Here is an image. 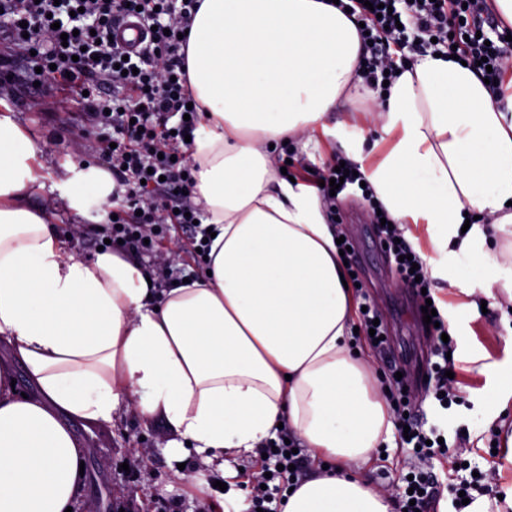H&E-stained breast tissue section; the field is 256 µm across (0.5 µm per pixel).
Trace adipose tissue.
Segmentation results:
<instances>
[{
    "label": "adipose tissue",
    "instance_id": "adipose-tissue-1",
    "mask_svg": "<svg viewBox=\"0 0 512 512\" xmlns=\"http://www.w3.org/2000/svg\"><path fill=\"white\" fill-rule=\"evenodd\" d=\"M357 25L329 0H202L188 73L205 111L193 132L195 204L214 236L206 275L173 288L120 249L81 259L45 211L27 206L36 152L0 101V512L75 506L87 450L73 419L111 421L121 406L163 419L204 463L247 456L279 424L329 461L281 512H393L391 495L349 474L389 441L394 413L366 353L351 341L358 303L341 276L319 193L277 174L275 149L343 139L393 223L427 225L435 250L464 267V306L440 304L449 331L480 302L512 316V81L490 88L448 55L401 69L377 117L390 141L364 153L363 128L327 125L363 78ZM102 168L74 165L61 197L77 214L112 196ZM500 380L491 408L512 406V363L484 354ZM23 365L34 391L11 381Z\"/></svg>",
    "mask_w": 512,
    "mask_h": 512
}]
</instances>
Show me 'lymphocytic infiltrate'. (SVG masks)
I'll list each match as a JSON object with an SVG mask.
<instances>
[{
  "label": "lymphocytic infiltrate",
  "mask_w": 512,
  "mask_h": 512,
  "mask_svg": "<svg viewBox=\"0 0 512 512\" xmlns=\"http://www.w3.org/2000/svg\"><path fill=\"white\" fill-rule=\"evenodd\" d=\"M380 3L388 14L374 12ZM200 6L201 0H0V90L20 106L29 105L34 93H52L70 125L100 141V165L115 183L117 220L104 228L85 224L81 231L99 245L122 241L133 259L154 253L171 223L189 232L193 247H202L208 237L192 197L196 167L185 140L199 112L188 107L194 96L182 34ZM348 11L365 25L360 66L372 87H381L385 79L384 37L408 41L410 25L439 46L455 48L480 78L503 80L506 47L477 36L492 17L486 2L371 0L366 5L353 0ZM130 16L148 29L142 53L132 56L110 38L113 25ZM378 232L402 281L417 291L431 288L426 267L412 265L413 247L403 230L385 225ZM389 398L396 426L409 429L407 447L426 455L449 453L448 444L428 445L416 415L406 412L401 383L390 385ZM288 435V429H279L276 439L262 447L273 485L256 490L254 507L283 497L306 477Z\"/></svg>",
  "instance_id": "obj_1"
}]
</instances>
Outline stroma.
Returning a JSON list of instances; mask_svg holds the SVG:
<instances>
[{"label": "stroma", "mask_w": 512, "mask_h": 512, "mask_svg": "<svg viewBox=\"0 0 512 512\" xmlns=\"http://www.w3.org/2000/svg\"><path fill=\"white\" fill-rule=\"evenodd\" d=\"M13 120L26 132L36 149L40 165L41 185L30 195L33 206L45 209L50 223L75 256L89 259L96 252L73 225L91 224L94 213L78 215L60 197L58 182L66 167L73 164H98L100 146L97 141L82 137L65 123L63 113L54 108L50 95L38 97L29 109L13 108ZM327 218L353 245L350 262L359 271L364 293L380 304L384 325L392 349L410 347L413 361L401 362L407 375V389L416 399L417 409L427 412L428 424L437 423L430 413L433 394L426 379L428 363L435 357V338L422 318L400 313L399 301L409 299L411 291L404 288L400 276L390 266L384 250L377 242L372 210L361 190L349 188L338 195L335 204L325 207ZM172 259L169 275L180 282L203 274L206 263L197 256L179 225H171L156 253L142 257L147 270H155L160 256ZM512 326L502 323L498 309L475 310L463 318L454 336L458 351L489 353L503 359V338ZM454 379L463 386L457 402L448 411V420L440 424L446 431L448 444L460 449L461 459L470 461L485 474L488 493H496L501 482H512V469L502 479L492 474L499 460L493 454L489 399L496 390L495 380L465 372L461 365H452ZM69 426L88 449L85 457V478L81 500L94 512H114L122 499L132 501L137 512H215L224 506L226 512H250L251 486L262 471L257 457H228L225 467L205 464L193 448L183 453L168 451L172 431L141 420L131 409L116 415L112 422L73 420ZM422 457L412 449L394 446L383 458L370 465H358L359 473L374 483L398 489L401 478L408 472L424 468Z\"/></svg>", "instance_id": "1"}]
</instances>
